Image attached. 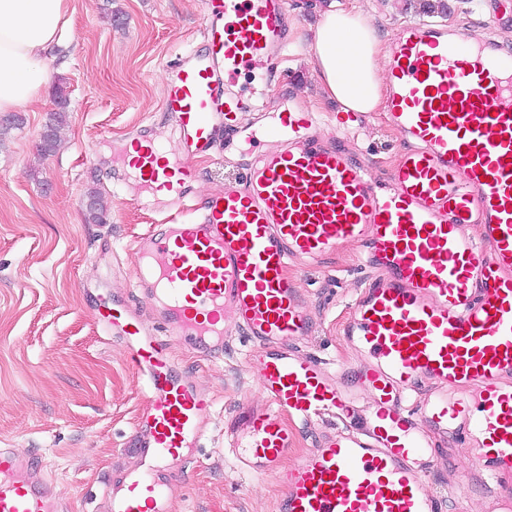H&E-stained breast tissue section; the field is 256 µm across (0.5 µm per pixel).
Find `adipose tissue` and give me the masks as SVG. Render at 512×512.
Masks as SVG:
<instances>
[{"label": "adipose tissue", "mask_w": 512, "mask_h": 512, "mask_svg": "<svg viewBox=\"0 0 512 512\" xmlns=\"http://www.w3.org/2000/svg\"><path fill=\"white\" fill-rule=\"evenodd\" d=\"M69 0H0V112L36 100ZM309 64L322 92L341 111L365 115L383 110L387 85L382 62L388 46L369 14L327 4L311 27Z\"/></svg>", "instance_id": "1"}]
</instances>
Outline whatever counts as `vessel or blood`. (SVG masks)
Listing matches in <instances>:
<instances>
[{
	"mask_svg": "<svg viewBox=\"0 0 512 512\" xmlns=\"http://www.w3.org/2000/svg\"><path fill=\"white\" fill-rule=\"evenodd\" d=\"M287 8L288 0H212L207 52L165 72L175 153L133 143L138 186L186 218L135 243V287L157 307V326L125 303L102 323L148 387L139 463L121 476L111 512H175L157 474L197 457L212 401L176 373L171 348L223 352L229 317L252 344L269 407L225 430L242 468L281 487L275 512H443L426 481L436 434L464 438L475 479L492 482L488 512H512V495L495 485L512 475V54L459 49L443 26L404 27L385 65L386 108L404 141L387 188L324 135L316 113L288 110L275 117L277 148L192 216L193 158L212 152L219 129L228 145L255 138L238 115L262 103L234 85L261 63L276 77ZM467 225L477 236L464 234ZM347 244L362 246L376 273L342 329L366 356L345 383L293 350L313 319L286 270ZM420 389L426 400L408 407ZM362 393L372 413L360 426ZM287 416L309 426L329 417L341 428L293 458ZM58 510L41 462L0 449V512Z\"/></svg>",
	"mask_w": 512,
	"mask_h": 512,
	"instance_id": "b4317fda",
	"label": "vessel or blood"
}]
</instances>
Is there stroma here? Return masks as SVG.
<instances>
[{"label": "stroma", "instance_id": "35a3bbf8", "mask_svg": "<svg viewBox=\"0 0 512 512\" xmlns=\"http://www.w3.org/2000/svg\"><path fill=\"white\" fill-rule=\"evenodd\" d=\"M292 40L279 81L263 114H241L260 136L242 144L234 163L220 154L196 159L197 202L238 177L258 149H272L274 113L298 106L320 113L336 132V103L310 76L308 26L318 0H288ZM449 12L426 13L419 0H369L380 38L394 44L405 25L430 22L465 29L512 46V0H446ZM210 0H70L40 98L19 109L18 126L0 136V448L39 457L52 476L62 512H110L112 481L138 464L134 448L147 384L119 338L95 320L96 294L132 301L155 323L151 305L133 290L135 240L159 227L170 207L151 194L132 200L133 178L116 152L145 132L167 145L173 120L164 112V66L187 51L202 52L201 22ZM67 86L68 124L55 152L42 156L40 135L56 104L52 88ZM401 146L388 113L359 119L347 152L378 183ZM108 208L106 223L87 218L90 193ZM373 269L360 247L345 245L322 264H290L287 274L306 296L313 330L297 345L328 369L361 364L341 331ZM252 345L234 331L223 355L202 359L172 348L182 371L213 400L198 461L163 470L177 495L176 512H275L281 489L267 475L244 472L228 452L224 424L245 409L260 410L261 395L247 358ZM427 476L443 512H482L481 483L466 481L470 464L460 439H438Z\"/></svg>", "mask_w": 512, "mask_h": 512}]
</instances>
